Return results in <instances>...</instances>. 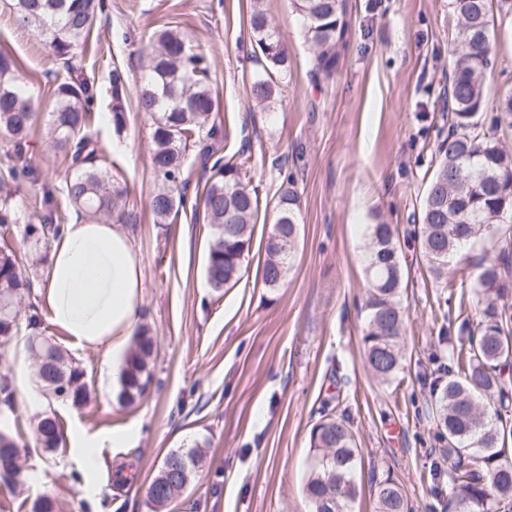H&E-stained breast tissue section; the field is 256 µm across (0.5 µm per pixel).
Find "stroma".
Instances as JSON below:
<instances>
[{
	"label": "stroma",
	"instance_id": "35a3bbf8",
	"mask_svg": "<svg viewBox=\"0 0 512 512\" xmlns=\"http://www.w3.org/2000/svg\"><path fill=\"white\" fill-rule=\"evenodd\" d=\"M251 0H104L75 64L97 91L91 130L105 148V165L127 185L139 220L131 225L144 288L139 324L157 338L153 382L133 409L116 401L118 366L126 348L79 349L48 317V267L20 307L40 331L68 351L85 372L89 403L75 408L47 395L22 403L8 419L26 450L23 493L0 485V512H28L41 496L57 512H151L144 488L164 457L200 447L203 461L167 512H310L303 492L311 465L309 434L323 415L342 418L362 458L355 512H374L373 478L392 472L412 512H442L432 492V461L445 448L430 414L425 382L448 361V340L461 318L478 322L475 300H461V274L443 287L429 274L414 230L436 147L447 135L448 57L458 21L449 0H347L349 34L333 78L315 80L311 49L291 0H266L288 49V72L271 109L250 95L254 65ZM498 37L484 77L491 126L504 90L512 89V0L494 10ZM172 25L194 51L206 54L219 101L218 124L230 138L222 153L251 155L245 176L266 214L254 228L243 278L214 292L204 268L210 229L193 199L209 177L185 160L188 205L169 223H154L149 200L155 181L148 162L153 121L134 108L149 36ZM0 52L16 58L40 108L51 103L55 64L42 38L16 26L0 6ZM127 75L128 123L115 134L105 118L113 67ZM28 157L63 197L68 176L45 128L34 133ZM300 201L294 267L278 288L264 287L259 269L272 230L268 213L285 177ZM399 233L408 280L404 369L382 385L365 366L360 342L367 282V224ZM55 414L64 440L57 451L36 448L33 427ZM104 438L100 468L84 472L70 451L73 435Z\"/></svg>",
	"mask_w": 512,
	"mask_h": 512
}]
</instances>
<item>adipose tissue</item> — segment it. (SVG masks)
Returning <instances> with one entry per match:
<instances>
[{"label": "adipose tissue", "mask_w": 512, "mask_h": 512, "mask_svg": "<svg viewBox=\"0 0 512 512\" xmlns=\"http://www.w3.org/2000/svg\"><path fill=\"white\" fill-rule=\"evenodd\" d=\"M143 288L128 229L74 214L52 246L45 288L50 321L79 348L120 344L137 321Z\"/></svg>", "instance_id": "ef3b65f1"}]
</instances>
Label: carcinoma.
Returning <instances> with one entry per match:
<instances>
[{
	"label": "carcinoma",
	"instance_id": "obj_1",
	"mask_svg": "<svg viewBox=\"0 0 512 512\" xmlns=\"http://www.w3.org/2000/svg\"><path fill=\"white\" fill-rule=\"evenodd\" d=\"M459 21V57L450 80V128L438 143L437 166L429 180L415 231L423 261L432 275L446 283L455 272L454 259L470 243L490 237L502 244L498 253L477 266L471 294L482 306L477 327L463 321L460 336L448 341V364L430 381L436 396L434 414L448 440V453L434 463L439 479L448 482L444 512H499L512 504V313L501 300L512 292V151L495 132L512 130V92L499 100L500 112L489 130L479 123L485 106L481 77L492 63L491 0H450ZM15 24L31 28L38 21L59 65L51 87L47 136L63 156L71 176L66 182L67 204L95 223L134 224L137 216L126 209L127 190L103 166V147L90 131L93 95L73 62L101 11V0H10ZM305 36L312 45L315 73L334 75L349 26L346 0H293ZM256 71L251 80L253 100L267 106L274 100L278 80L288 72V55L272 25L264 0H252L249 17ZM144 86L136 109L153 118L148 146L151 170L158 187L149 202L154 223L166 224L185 203L184 162L192 154L212 162L201 196L205 223L211 228L205 275L210 288L221 292L241 279L245 257L252 247L259 216L257 192L242 179L250 157L233 162L215 157L213 141L228 132L216 123L211 66L194 52L184 35L169 26L155 32L144 52ZM112 129L121 135L127 127L126 78L112 68ZM39 119L16 63L0 53V141L7 164L0 172V231L24 225L34 244L55 240L64 216L50 191L28 211L14 199L9 183L33 176L28 164L30 135ZM274 231L265 245L261 280L278 288L294 266L299 234V198L291 177H285L274 205ZM38 223H33V220ZM365 276L367 312L361 344L370 374L382 383L404 369V317L400 296L404 273L399 241L390 224L367 225ZM32 288L12 250L0 249V360L22 345L32 356L39 384L52 396L81 405L87 395L84 370L67 358L59 345L38 332L31 316L21 321L18 306ZM155 337L136 330L119 376L117 401L130 408L139 402L152 381L150 360ZM8 364L0 366V406L13 408L15 398ZM37 442L47 452L61 442L55 415L45 414L34 427ZM312 452L305 494L311 512H353L359 448L345 421L325 415L311 429ZM20 445L11 430L0 428V482L17 486L23 471L17 467ZM199 457L197 448L169 452L158 474L144 490L154 512H162L189 483ZM376 512H411L404 490L391 471L375 480Z\"/></svg>",
	"mask_w": 512,
	"mask_h": 512
}]
</instances>
